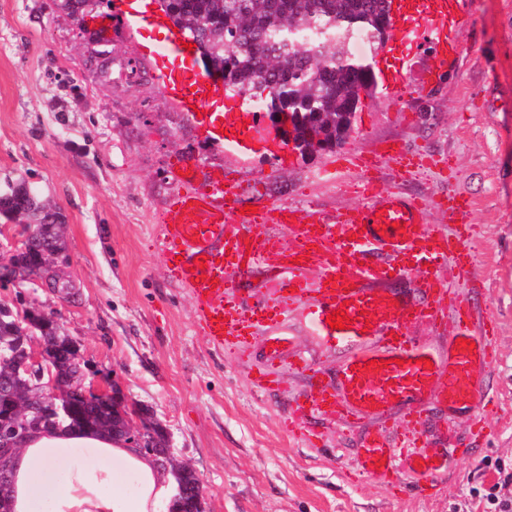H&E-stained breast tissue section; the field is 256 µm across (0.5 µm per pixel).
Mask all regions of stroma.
Masks as SVG:
<instances>
[{
	"label": "stroma",
	"mask_w": 512,
	"mask_h": 512,
	"mask_svg": "<svg viewBox=\"0 0 512 512\" xmlns=\"http://www.w3.org/2000/svg\"><path fill=\"white\" fill-rule=\"evenodd\" d=\"M466 7L460 56L440 80L424 82L428 58H415L404 99L377 90L345 144L280 162L205 139L161 92L145 31L122 16L119 0H94L74 17L62 0H0V181L25 179L61 209L59 267L73 282L64 302L29 283L0 289V302L56 312L98 377L116 379L129 402L164 425L174 459L204 480L207 512H476L478 493L494 485L512 498V483H499L512 473V0ZM91 38L111 44V84L96 77ZM393 142L414 166L379 158ZM354 152L371 165H350ZM201 162L234 185L238 207L288 205L329 224L365 195L394 192L421 203L427 222L444 229L449 192L466 201L474 259L464 294L483 316L477 331L493 325L496 343L474 399L484 426L430 400L419 404L417 426L402 408L347 420L328 409L287 431L319 387L337 391L347 352L311 335L305 306L275 330H254L245 355L209 345L158 223L174 197L208 189L204 177L181 175ZM276 291L268 266L252 269L241 280L240 311ZM274 334L288 341L276 358ZM265 372L279 379L258 387ZM374 436L412 439L449 458L444 492L426 498L414 478L384 486L359 473Z\"/></svg>",
	"instance_id": "35a3bbf8"
}]
</instances>
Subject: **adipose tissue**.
Wrapping results in <instances>:
<instances>
[{
    "mask_svg": "<svg viewBox=\"0 0 512 512\" xmlns=\"http://www.w3.org/2000/svg\"><path fill=\"white\" fill-rule=\"evenodd\" d=\"M173 497L158 459L92 431L29 437L15 461L13 512H160Z\"/></svg>",
    "mask_w": 512,
    "mask_h": 512,
    "instance_id": "1",
    "label": "adipose tissue"
}]
</instances>
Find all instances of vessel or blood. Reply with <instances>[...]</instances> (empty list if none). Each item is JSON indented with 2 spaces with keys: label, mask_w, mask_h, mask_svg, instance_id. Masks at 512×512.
Here are the masks:
<instances>
[{
  "label": "vessel or blood",
  "mask_w": 512,
  "mask_h": 512,
  "mask_svg": "<svg viewBox=\"0 0 512 512\" xmlns=\"http://www.w3.org/2000/svg\"><path fill=\"white\" fill-rule=\"evenodd\" d=\"M127 18L161 32L148 44L160 65L161 89L179 101L187 114L197 117L206 138L232 152L248 156L264 149L278 156L284 144L268 138L258 141L256 109L233 111L224 107L222 82L200 74L196 54L185 48L184 35L173 32L166 19L148 9V0H122ZM393 36L379 61L387 91L401 96L403 71L422 47L436 50L437 66L428 67L426 79L437 68L453 63L460 53L459 33L466 25L465 0H392ZM275 223L296 227L293 242L275 256L281 305L311 303L309 321L325 343L347 350L337 368L342 384L338 404L352 415L374 408L417 403L428 398L447 400L449 408H465L482 383V372L495 359L489 334H473L470 313L460 295L450 297L457 319L450 329L447 357L414 345L406 336L408 325L423 319V312L397 299L384 283L392 273H425L427 284L443 288L448 277H465L472 247L468 225L446 234L424 222V210L396 194L350 209L337 224L325 223L314 211L298 215L293 207L276 209ZM259 217L236 205L232 187L214 182L212 192L179 196L160 218L162 246L179 281L190 288L196 322L217 349L243 344L252 316L233 317L238 279L248 268L265 262L261 243L251 239ZM390 247L392 262H371L375 245ZM316 269L307 280L308 269ZM343 317L335 329L328 316ZM402 456L409 463L431 467L432 457L422 448L401 451L379 439L367 442L359 469L382 484L397 482L392 461Z\"/></svg>",
  "instance_id": "vessel-or-blood-1"
}]
</instances>
